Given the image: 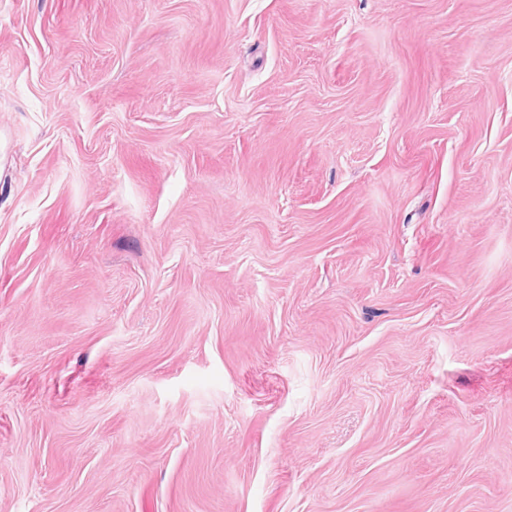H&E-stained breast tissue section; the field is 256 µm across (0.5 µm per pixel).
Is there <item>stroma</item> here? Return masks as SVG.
Wrapping results in <instances>:
<instances>
[{"label": "stroma", "mask_w": 512, "mask_h": 512, "mask_svg": "<svg viewBox=\"0 0 512 512\" xmlns=\"http://www.w3.org/2000/svg\"><path fill=\"white\" fill-rule=\"evenodd\" d=\"M0 512H512V0H0Z\"/></svg>", "instance_id": "1"}]
</instances>
